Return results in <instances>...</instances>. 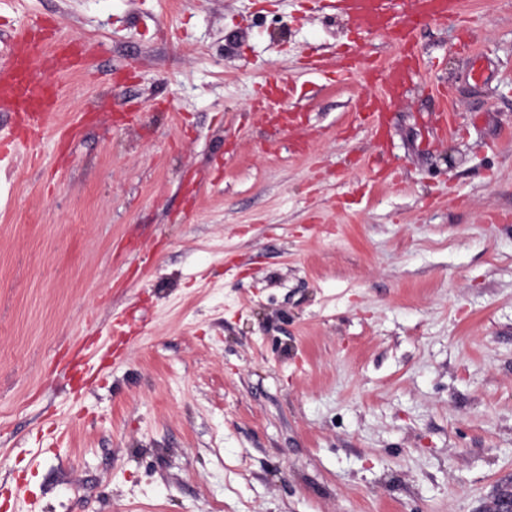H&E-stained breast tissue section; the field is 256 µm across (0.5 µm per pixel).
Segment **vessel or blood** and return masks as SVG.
I'll return each instance as SVG.
<instances>
[{"mask_svg":"<svg viewBox=\"0 0 512 512\" xmlns=\"http://www.w3.org/2000/svg\"><path fill=\"white\" fill-rule=\"evenodd\" d=\"M397 0H346V9L358 28L371 29L401 49L404 64L385 69L368 66L360 47L346 52L348 69L358 71L369 83L399 98L408 71L418 69L416 36L434 21L460 14V0H411L405 14L392 12ZM76 40L47 28L23 29L12 37V56L0 65V112L16 114L24 132L38 134L54 120L58 97L44 81V74L76 68Z\"/></svg>","mask_w":512,"mask_h":512,"instance_id":"1","label":"vessel or blood"}]
</instances>
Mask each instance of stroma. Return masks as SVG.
Returning <instances> with one entry per match:
<instances>
[{"label":"stroma","instance_id":"obj_1","mask_svg":"<svg viewBox=\"0 0 512 512\" xmlns=\"http://www.w3.org/2000/svg\"><path fill=\"white\" fill-rule=\"evenodd\" d=\"M300 2L0 0V63L87 45L0 156V512L512 492V0L421 29L397 101L302 69L351 31Z\"/></svg>","mask_w":512,"mask_h":512}]
</instances>
